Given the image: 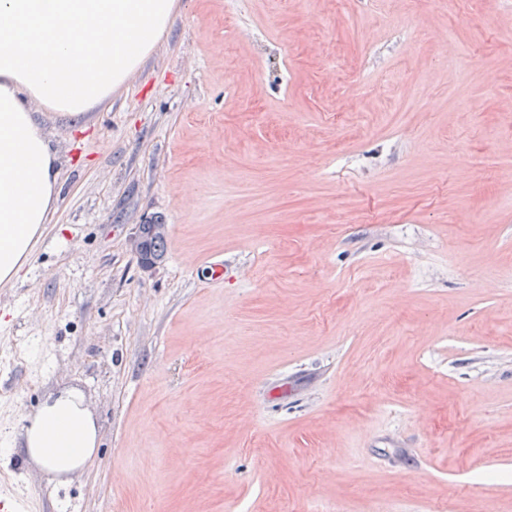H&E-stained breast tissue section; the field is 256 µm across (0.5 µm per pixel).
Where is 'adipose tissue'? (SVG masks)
I'll return each mask as SVG.
<instances>
[{"instance_id": "adipose-tissue-1", "label": "adipose tissue", "mask_w": 512, "mask_h": 512, "mask_svg": "<svg viewBox=\"0 0 512 512\" xmlns=\"http://www.w3.org/2000/svg\"><path fill=\"white\" fill-rule=\"evenodd\" d=\"M176 0H0V284L15 281L58 201L56 157L28 106L71 117L122 86L168 30ZM95 421L74 391L46 401L23 441L55 474L82 468Z\"/></svg>"}]
</instances>
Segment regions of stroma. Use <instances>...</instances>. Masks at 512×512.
<instances>
[{"label": "stroma", "mask_w": 512, "mask_h": 512, "mask_svg": "<svg viewBox=\"0 0 512 512\" xmlns=\"http://www.w3.org/2000/svg\"><path fill=\"white\" fill-rule=\"evenodd\" d=\"M32 108L61 194L0 287L27 512H512V0H176L110 98ZM68 390L97 448L58 476L19 442ZM142 224L138 225L135 236L132 240L134 251L140 247L141 241V229ZM158 232H162L163 234L154 233L151 234L150 230L148 231L146 238L142 244V248L137 251V260L141 265H145L151 260H161L165 255V232L166 227L161 226L156 229Z\"/></svg>", "instance_id": "1"}]
</instances>
